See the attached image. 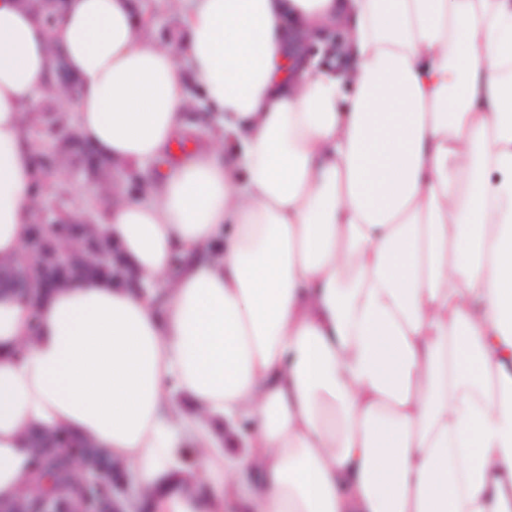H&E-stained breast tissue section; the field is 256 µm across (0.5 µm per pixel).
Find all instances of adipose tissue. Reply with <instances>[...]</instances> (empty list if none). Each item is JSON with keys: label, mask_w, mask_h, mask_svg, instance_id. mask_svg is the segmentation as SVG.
Returning <instances> with one entry per match:
<instances>
[{"label": "adipose tissue", "mask_w": 512, "mask_h": 512, "mask_svg": "<svg viewBox=\"0 0 512 512\" xmlns=\"http://www.w3.org/2000/svg\"><path fill=\"white\" fill-rule=\"evenodd\" d=\"M168 2L158 44L142 0H0V264L59 74L97 156L163 167L102 218L140 289L0 297V501L50 431L140 512H512V0Z\"/></svg>", "instance_id": "1"}]
</instances>
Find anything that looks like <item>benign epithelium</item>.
Returning <instances> with one entry per match:
<instances>
[{
	"mask_svg": "<svg viewBox=\"0 0 512 512\" xmlns=\"http://www.w3.org/2000/svg\"><path fill=\"white\" fill-rule=\"evenodd\" d=\"M27 255L28 261L21 268L0 266V291L31 299L46 288L108 270L112 271V278L139 287L120 261L106 230L91 220L82 221L77 231L67 224L45 220L37 223ZM77 462L82 469L79 499L47 497L34 508L22 497L0 505V512H126L117 491L107 486L106 473L116 469V464L90 443L82 446Z\"/></svg>",
	"mask_w": 512,
	"mask_h": 512,
	"instance_id": "obj_1",
	"label": "benign epithelium"
}]
</instances>
